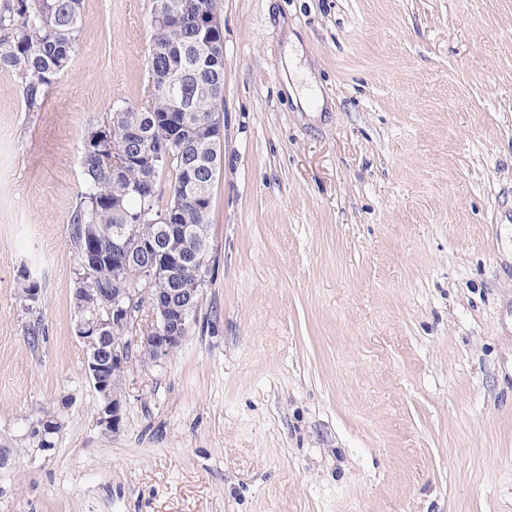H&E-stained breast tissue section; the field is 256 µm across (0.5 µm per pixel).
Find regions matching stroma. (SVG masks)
I'll use <instances>...</instances> for the list:
<instances>
[{"label":"stroma","instance_id":"obj_1","mask_svg":"<svg viewBox=\"0 0 512 512\" xmlns=\"http://www.w3.org/2000/svg\"><path fill=\"white\" fill-rule=\"evenodd\" d=\"M151 7L83 0L43 111L0 74V512H512V0H219L205 287L109 432L69 220Z\"/></svg>","mask_w":512,"mask_h":512}]
</instances>
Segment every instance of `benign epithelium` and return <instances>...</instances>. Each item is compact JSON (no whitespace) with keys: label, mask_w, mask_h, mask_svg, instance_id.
Listing matches in <instances>:
<instances>
[{"label":"benign epithelium","mask_w":512,"mask_h":512,"mask_svg":"<svg viewBox=\"0 0 512 512\" xmlns=\"http://www.w3.org/2000/svg\"><path fill=\"white\" fill-rule=\"evenodd\" d=\"M144 250H136L130 226L120 229L112 239V254L118 255L122 261H142ZM202 248L193 252L174 250L162 254L163 261L155 262L148 259L147 275L164 274L182 283L176 290L177 303L157 298L147 285H134L112 294V301L99 310L98 300L104 292L100 288L85 289L87 301L85 306H94L90 315L80 312L76 321V333L86 349L85 373L87 379L95 386L101 399L99 423L108 431L119 429L122 420L123 400L120 396L110 393L100 381L99 375L104 367V360L126 368L131 347L133 345L155 348L157 355L167 353L184 340L183 329L187 328L193 311L199 303L200 281L192 283L183 281V270L190 264L202 261ZM147 304L154 317V324L144 331L138 330V308ZM120 330L119 342L112 341V333Z\"/></svg>","instance_id":"1"}]
</instances>
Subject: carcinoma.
I'll list each match as a JSON object with an SVG mask.
<instances>
[{
	"label": "carcinoma",
	"mask_w": 512,
	"mask_h": 512,
	"mask_svg": "<svg viewBox=\"0 0 512 512\" xmlns=\"http://www.w3.org/2000/svg\"><path fill=\"white\" fill-rule=\"evenodd\" d=\"M82 0H8L0 9V73L21 83L23 107L40 112L53 86L69 75L78 47ZM213 0H184L175 26L152 3L147 49V83L134 101L89 123L82 137L83 189L71 215L69 239L78 267L74 309L83 307L84 288H124L140 280V265L121 275L112 266V236L135 224L147 245L168 222L208 236L212 198H197L198 184L211 183L214 167L212 113L224 111V44L198 52L199 16L212 15ZM186 122L174 132L169 113ZM139 128L142 145L130 142ZM95 245L100 258L88 269L82 257Z\"/></svg>",
	"instance_id": "carcinoma-1"
}]
</instances>
